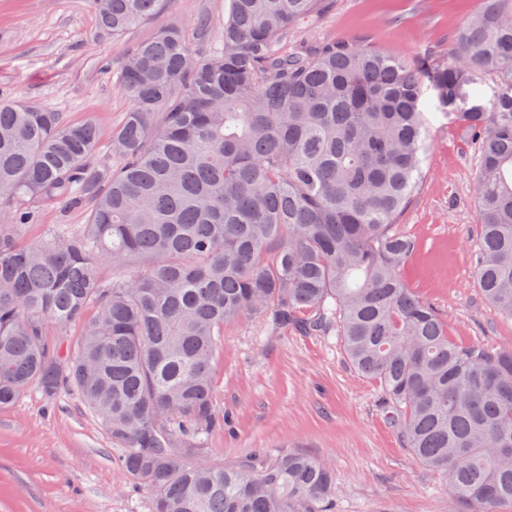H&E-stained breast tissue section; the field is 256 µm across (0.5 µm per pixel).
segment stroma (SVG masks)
<instances>
[{
  "label": "stroma",
  "instance_id": "35a3bbf8",
  "mask_svg": "<svg viewBox=\"0 0 512 512\" xmlns=\"http://www.w3.org/2000/svg\"><path fill=\"white\" fill-rule=\"evenodd\" d=\"M481 0H336L324 19L302 21L297 38L362 36L412 58L446 49ZM224 34V0H164L160 13L119 37L100 35L89 0H0V97L24 99L94 120L102 135L118 127L132 101L117 81L129 48L159 27L191 28L199 13ZM478 151L447 119L430 127L423 178L398 226L416 242L401 274L443 317L460 343L512 349V320L483 297L475 273L480 211ZM81 209L54 206L25 225L21 244H37L59 224L78 229ZM212 401L224 424L210 429L211 463L229 464L262 448L296 451L330 464L335 512H464L444 474L417 464L381 402L332 336L276 329L244 315L224 326L211 365ZM125 450L75 393L46 402L29 388L0 410V512H150L151 495L123 471Z\"/></svg>",
  "mask_w": 512,
  "mask_h": 512
}]
</instances>
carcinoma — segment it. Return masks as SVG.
<instances>
[{
    "label": "carcinoma",
    "mask_w": 512,
    "mask_h": 512,
    "mask_svg": "<svg viewBox=\"0 0 512 512\" xmlns=\"http://www.w3.org/2000/svg\"><path fill=\"white\" fill-rule=\"evenodd\" d=\"M89 2L99 33L119 37L163 0ZM334 2L228 0L216 41L205 17L191 36L160 28L125 56L132 106L106 139L0 102V409L32 385L50 403L76 391L127 448L151 512H334L321 460L204 459L202 435L224 424L211 365L242 314L336 337L469 512L512 504V350L448 336L400 275L416 244L398 230L431 119L460 124L478 145L476 279L512 320V94L486 107L478 92L486 70L512 85V0H482L447 50L412 61L366 39L294 38ZM47 205L86 223L20 245ZM104 258L140 273L102 277Z\"/></svg>",
    "instance_id": "cac0c4a2"
}]
</instances>
